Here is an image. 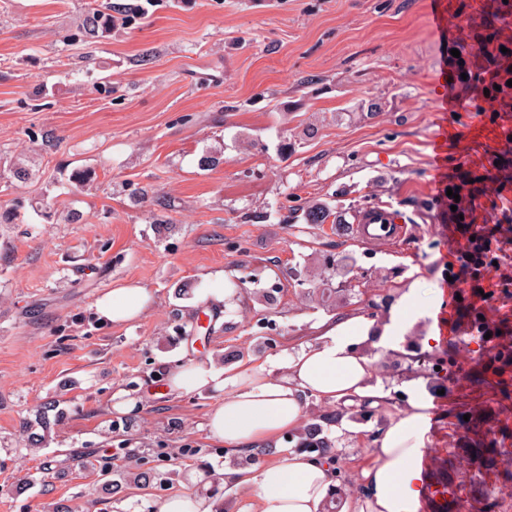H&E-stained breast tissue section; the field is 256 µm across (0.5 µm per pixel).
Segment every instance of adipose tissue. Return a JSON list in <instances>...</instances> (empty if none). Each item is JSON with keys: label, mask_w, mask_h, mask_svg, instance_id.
I'll list each match as a JSON object with an SVG mask.
<instances>
[{"label": "adipose tissue", "mask_w": 512, "mask_h": 512, "mask_svg": "<svg viewBox=\"0 0 512 512\" xmlns=\"http://www.w3.org/2000/svg\"><path fill=\"white\" fill-rule=\"evenodd\" d=\"M148 302L145 289L121 287L102 295L95 309L98 317L112 324L138 318ZM417 313L416 292L411 289L381 326L356 316L337 320L314 342L290 354L281 375L261 363L218 369L212 361L181 354L169 363V391L222 392L207 425L227 450L273 445L300 430L309 397L334 404H347L355 397L384 398V391L372 381V361L359 347L369 342L386 351L399 349ZM428 408L423 396H412L409 410L379 431L373 441L375 462L361 473L365 492L348 499L342 512H418L429 482L421 467ZM223 482L231 490L248 493L247 512H321L339 486L333 464L305 451L289 452L287 461L267 463L256 472L225 470Z\"/></svg>", "instance_id": "ef3b65f1"}]
</instances>
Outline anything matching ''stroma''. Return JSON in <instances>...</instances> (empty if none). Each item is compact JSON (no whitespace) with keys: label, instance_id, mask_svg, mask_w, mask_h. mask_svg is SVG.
<instances>
[{"label":"stroma","instance_id":"1","mask_svg":"<svg viewBox=\"0 0 512 512\" xmlns=\"http://www.w3.org/2000/svg\"><path fill=\"white\" fill-rule=\"evenodd\" d=\"M429 0H151L135 29H113L96 49L71 44L88 0H0V207L20 220L0 226V512H43L61 501L84 512L97 475L74 463L63 478L44 469L91 455L99 466L160 473L110 512H152L173 493L197 495L191 469L282 460L288 442L245 460L226 454L207 428L217 391L173 397L165 362L179 352L223 367L270 361L283 371L299 344L342 316H363L368 291L416 288L425 314L407 329L434 336L451 366L431 401L422 468L430 490L419 512H445L436 488H462L465 512H512L502 489L512 455L493 466L464 451L482 437L475 419L512 428V402L474 387L484 358H461L452 327L460 303L446 282L459 264L448 245V213L435 203L436 167L455 171L452 147L435 151L434 79L439 45ZM143 65L132 60L146 49ZM314 85H307V78ZM376 101L380 112L361 111ZM319 131L288 150L305 118ZM50 131L55 146L37 136ZM224 162L201 170L204 150ZM33 159L14 179L13 160ZM150 203H132L134 188ZM297 197L343 210L335 224H244ZM169 203L173 228L154 223L153 199ZM386 205L406 235L367 245L349 228L355 210ZM80 224L63 220L70 209ZM352 253L358 287L328 301L327 255ZM301 271L304 285L289 280ZM223 271L238 295L224 315L198 302L206 275ZM134 285L150 296L140 319L107 325L92 305ZM275 289L273 305L255 292ZM129 391L138 405L109 410ZM52 402L61 419L47 448L21 457V424ZM30 489L16 494L20 479Z\"/></svg>","mask_w":512,"mask_h":512}]
</instances>
